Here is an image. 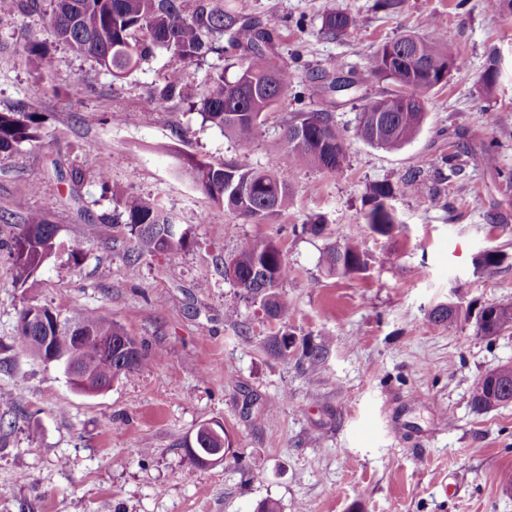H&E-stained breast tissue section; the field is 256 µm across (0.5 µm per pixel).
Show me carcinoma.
Segmentation results:
<instances>
[{"instance_id": "1", "label": "carcinoma", "mask_w": 512, "mask_h": 512, "mask_svg": "<svg viewBox=\"0 0 512 512\" xmlns=\"http://www.w3.org/2000/svg\"><path fill=\"white\" fill-rule=\"evenodd\" d=\"M52 9L43 13L55 40L77 54L94 60L115 79L131 75L162 49L169 54L171 68L159 92V107L190 98L183 85L186 65L210 55H223L224 45L238 47L242 54L233 77L218 67L197 95L192 106L203 122L216 127L234 140L240 154L248 155L257 139L262 117L288 93L294 76L274 62V36L243 11L224 0H51ZM356 25L354 17L331 10L322 16L321 34L343 36ZM449 37L440 33L424 38L402 33L374 48L367 55L363 74L383 79L393 86L388 94L365 103L358 114L356 135L384 149H398L420 132L427 116L429 93L447 83L456 59L448 51ZM46 46L37 40L21 45L17 56L39 67L46 58ZM498 80L497 57L489 58L482 76L485 94L495 91ZM40 118L35 112H0V155L12 153L23 143L39 138ZM282 156L304 161L316 168L334 172L347 158V143L326 112H299L285 126L281 136ZM186 174L213 201L235 212L252 224H262L272 214L288 208L290 187L276 166L264 169L240 164L216 167L190 161ZM436 176L422 170L406 174L404 184L419 198L433 193ZM241 186L249 187L243 196L235 195ZM392 184L373 185L363 214L369 229L382 236L391 234L396 218L387 201L393 196ZM118 217L128 228L132 263L143 257L171 255L184 250L188 234L173 225L157 200L112 192ZM58 226L46 213L31 211L22 218L13 238L12 259L15 280L26 283L60 248ZM231 261L238 282L235 287L247 301H260L265 314L282 325L279 334L269 338L266 348L274 357L298 356V363L316 366L326 357L325 342L302 340L297 347L295 334L288 329V304L278 292L284 275V259L277 245L268 238L243 239ZM329 272L348 276L366 266L365 254L356 242L332 245L326 252ZM31 306L19 311L16 353L39 356L28 339L27 319ZM86 331L82 345H76L66 329L51 332V344L68 364L88 371L92 382L104 388L140 369L148 358L146 349L134 337L136 358L112 351L97 356L100 336L125 335L117 324L93 310L74 317ZM482 335L494 338L512 329V311L496 305L482 307L477 315Z\"/></svg>"}]
</instances>
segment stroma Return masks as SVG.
<instances>
[{
  "label": "stroma",
  "instance_id": "35a3bbf8",
  "mask_svg": "<svg viewBox=\"0 0 512 512\" xmlns=\"http://www.w3.org/2000/svg\"><path fill=\"white\" fill-rule=\"evenodd\" d=\"M30 13L0 16V112L41 118L40 136L0 158V512H512V402L479 413L471 390L486 372L512 362V332L488 340L473 320L436 324L429 311L512 304V17L486 0H226L277 34L276 63L295 75L268 112L248 158L188 103L158 107L167 75L160 51L121 81L55 41L44 27L49 0ZM356 17L335 40L321 38L323 13ZM451 31L456 68L430 94L418 136L396 150L354 134L367 101L391 91L365 80L357 94L328 92L318 76L329 62L341 75L363 70L372 48L403 31ZM45 42L43 67L14 58L30 40ZM500 61L493 96L481 91L490 56ZM331 113L346 136L343 168L329 173L280 157L283 129L297 112ZM497 146L488 166L483 144ZM454 153L460 173L443 170L437 193L416 198L411 170H434ZM215 166L278 161L290 185L287 211L251 224L214 203L184 172L186 159ZM110 184L98 178L101 160ZM42 180L29 189L27 175ZM83 174L81 181L71 171ZM388 182L398 226L387 236L362 220L371 185ZM157 198L187 229L174 255L129 264L112 190ZM46 212L59 227L58 250L26 284L13 274L10 244L22 218ZM318 221L325 230L304 232ZM280 248L279 291L301 338L328 339L315 367L271 357L280 325L240 297L224 262L243 238ZM85 241L73 263L66 242ZM352 239L367 259L362 273L329 274V245ZM496 252V265L476 267ZM44 305L70 317L94 310L149 349L130 377L88 395L62 367L14 349L18 312ZM238 309L236 319L224 316ZM223 423L240 464L199 468L181 443L202 423ZM258 473L241 479L240 467Z\"/></svg>",
  "mask_w": 512,
  "mask_h": 512
}]
</instances>
